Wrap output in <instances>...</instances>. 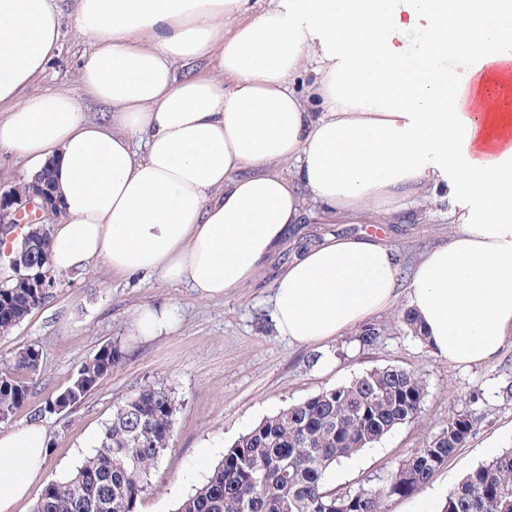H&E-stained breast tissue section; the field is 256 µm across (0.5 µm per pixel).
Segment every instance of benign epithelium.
Listing matches in <instances>:
<instances>
[{"instance_id": "1", "label": "benign epithelium", "mask_w": 512, "mask_h": 512, "mask_svg": "<svg viewBox=\"0 0 512 512\" xmlns=\"http://www.w3.org/2000/svg\"><path fill=\"white\" fill-rule=\"evenodd\" d=\"M56 207L51 182L40 176L33 178L28 192L16 194L12 189H0V235L15 243L0 256V264L7 266L13 273L23 270L29 272V278L37 283V287L51 289L55 282L50 273L43 270V256H35L33 247L38 240L28 231L23 235L16 232L5 233V226L17 224L22 217L29 218V228L32 229L44 223V217L53 213Z\"/></svg>"}]
</instances>
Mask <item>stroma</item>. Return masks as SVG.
Returning <instances> with one entry per match:
<instances>
[{"instance_id": "1", "label": "stroma", "mask_w": 512, "mask_h": 512, "mask_svg": "<svg viewBox=\"0 0 512 512\" xmlns=\"http://www.w3.org/2000/svg\"><path fill=\"white\" fill-rule=\"evenodd\" d=\"M57 5L60 50L28 86L30 96L76 88L80 55L89 47L71 27L76 0H57ZM445 211L442 205L431 207L407 224H303L298 237L304 241L327 234L369 233L388 241L410 262L448 239L452 228ZM291 251V244H284L255 283L215 300L199 299L181 285L117 274L98 264L56 276L46 301L0 335V368L11 365L19 349L32 345L42 352L28 400L8 422L12 428L41 424L51 439L46 466L23 504L25 512H33L49 482L69 477L94 453L116 408L148 385L170 392L177 411L170 448L137 512H176L239 436L326 388L385 366L404 368L424 382L423 410L415 420L343 460L328 474L330 487L353 490L383 483L401 461L462 413L477 419L476 434L417 492L386 498L385 512H436L468 472L512 451V341L490 363L453 365L406 330L402 317L408 306L401 299L372 317L380 330L374 345H360L353 332L330 342L334 368L322 372L309 365L310 348L290 344L271 320L272 277ZM144 304L171 310L175 330L151 340L132 336L131 322ZM107 344L120 351V364L81 403L61 413H44L45 401L62 392L81 365Z\"/></svg>"}]
</instances>
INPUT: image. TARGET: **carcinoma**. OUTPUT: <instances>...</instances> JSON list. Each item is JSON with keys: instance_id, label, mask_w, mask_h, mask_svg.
Here are the masks:
<instances>
[{"instance_id": "cac0c4a2", "label": "carcinoma", "mask_w": 512, "mask_h": 512, "mask_svg": "<svg viewBox=\"0 0 512 512\" xmlns=\"http://www.w3.org/2000/svg\"><path fill=\"white\" fill-rule=\"evenodd\" d=\"M46 297L27 272L10 279L0 289V334L18 326ZM121 358L116 347H101L66 387L69 403H80ZM40 363L41 352L30 346L0 370L1 422L25 406ZM424 397L425 384L396 366L325 389L240 436L177 512H382L385 498L420 488L467 442L475 430L468 416L448 420L380 486L339 492L328 487L327 472L417 418ZM176 410L174 397L154 386L126 400L102 429L95 453L68 478L48 483L35 512H137L170 447ZM441 512H512V451L467 473Z\"/></svg>"}]
</instances>
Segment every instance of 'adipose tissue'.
<instances>
[{"instance_id": "ef3b65f1", "label": "adipose tissue", "mask_w": 512, "mask_h": 512, "mask_svg": "<svg viewBox=\"0 0 512 512\" xmlns=\"http://www.w3.org/2000/svg\"><path fill=\"white\" fill-rule=\"evenodd\" d=\"M79 88H25L59 48L53 0H0V155L50 170L51 274L95 263L218 298L248 287L298 224H404L444 198L456 230L409 275L384 239L297 244L272 281L291 343L327 345L406 297L457 365L512 337V109L483 125L455 92L512 63V0H78ZM110 105L108 123L86 99ZM0 431V512L49 453Z\"/></svg>"}]
</instances>
